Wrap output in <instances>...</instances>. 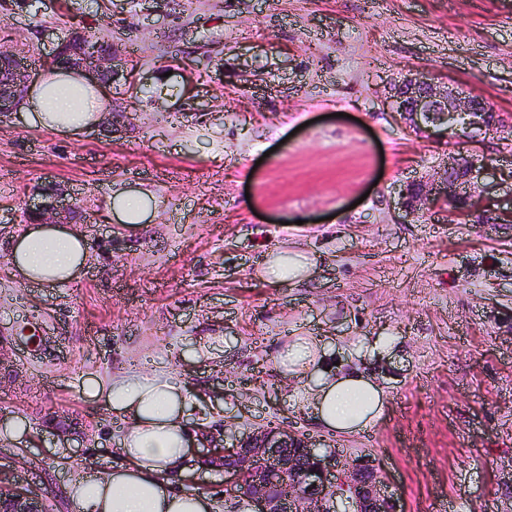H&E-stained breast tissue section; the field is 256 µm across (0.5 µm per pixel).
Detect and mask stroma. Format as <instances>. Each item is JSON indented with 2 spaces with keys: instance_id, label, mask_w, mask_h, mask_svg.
<instances>
[{
  "instance_id": "stroma-1",
  "label": "stroma",
  "mask_w": 512,
  "mask_h": 512,
  "mask_svg": "<svg viewBox=\"0 0 512 512\" xmlns=\"http://www.w3.org/2000/svg\"><path fill=\"white\" fill-rule=\"evenodd\" d=\"M114 44L130 74L112 129L57 133L0 118V473L77 512L62 487L119 465L122 423L89 382L190 389L189 426L275 422L351 460L370 456L405 512H512V224L448 208L405 216L456 136L401 128L384 105L412 70L479 92L503 126L467 145L512 189V0H0V48L44 72L75 32ZM57 184L89 214L92 260L62 286L22 284L5 245ZM160 207L129 232L118 186ZM316 255L311 280L259 279L267 252ZM321 338L388 397L370 432L324 430L275 356Z\"/></svg>"
}]
</instances>
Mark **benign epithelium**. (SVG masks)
<instances>
[{
	"label": "benign epithelium",
	"instance_id": "7a95c632",
	"mask_svg": "<svg viewBox=\"0 0 512 512\" xmlns=\"http://www.w3.org/2000/svg\"><path fill=\"white\" fill-rule=\"evenodd\" d=\"M8 71L0 72V116L17 110L31 82L29 65L14 53ZM66 64L92 80L108 84L119 74L120 58L115 51L98 53L83 44ZM390 112L414 129L448 131L460 127L473 141L498 122L483 99L474 91L443 89L423 73H410L389 84L385 97ZM494 178L492 168L473 158H448L441 180L427 186L414 183L405 189L401 206L415 215L439 201L464 203L463 184ZM41 201L34 217L41 224H75L83 217L81 207L55 185L38 188ZM512 214V197L502 207L481 204V223L500 224ZM224 458V501L228 512L247 507L250 512H402L389 492L386 476L376 459L364 456L341 461L336 452H321L307 437L289 428L267 427L239 438L222 449L204 446L198 450L197 466L206 469L210 458ZM0 512H47L44 499L30 490L6 487L0 479Z\"/></svg>",
	"mask_w": 512,
	"mask_h": 512
}]
</instances>
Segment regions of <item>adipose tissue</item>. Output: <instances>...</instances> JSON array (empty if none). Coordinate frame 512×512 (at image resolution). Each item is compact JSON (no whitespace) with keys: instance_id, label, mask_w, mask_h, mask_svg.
I'll use <instances>...</instances> for the list:
<instances>
[{"instance_id":"adipose-tissue-1","label":"adipose tissue","mask_w":512,"mask_h":512,"mask_svg":"<svg viewBox=\"0 0 512 512\" xmlns=\"http://www.w3.org/2000/svg\"><path fill=\"white\" fill-rule=\"evenodd\" d=\"M41 127L72 131L100 125L106 113L97 84L73 69L50 68L18 104ZM111 209L130 230L139 229L158 209L151 190H114ZM88 239L75 224H30L14 237L7 260L24 283L61 285L80 277L91 260ZM315 262L301 250L271 251L263 274L277 281L310 278ZM284 376L302 379L300 408L340 432L370 430L382 418L386 394L375 380L356 370L328 369L326 351L315 338H300L274 361ZM91 395H105L124 422L119 440L124 465L77 477L66 487L80 512H210L200 493L175 491L170 477L179 471L191 439L186 428L189 393L173 379L120 380L108 391L97 385Z\"/></svg>"}]
</instances>
